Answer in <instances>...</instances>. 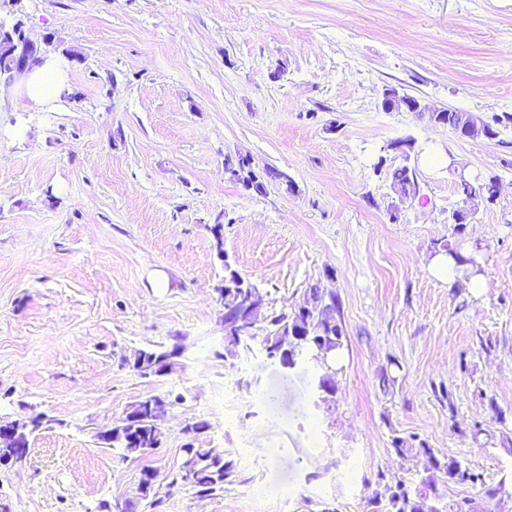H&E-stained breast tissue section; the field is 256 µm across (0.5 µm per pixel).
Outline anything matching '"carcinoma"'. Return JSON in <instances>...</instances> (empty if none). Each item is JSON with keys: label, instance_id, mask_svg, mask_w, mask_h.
<instances>
[{"label": "carcinoma", "instance_id": "cac0c4a2", "mask_svg": "<svg viewBox=\"0 0 512 512\" xmlns=\"http://www.w3.org/2000/svg\"><path fill=\"white\" fill-rule=\"evenodd\" d=\"M225 170L229 178L262 194L264 181L246 169L243 160L227 162ZM393 188L407 191L416 181V169L397 166L390 172ZM496 176L468 187V197L475 205L491 204L496 200L494 181ZM224 323L227 330L235 328V322L243 305V295L253 284L224 262ZM339 303L333 296L327 297L321 289L311 287L305 291L300 311L272 309L267 313L264 343L267 357L281 363L295 359L298 354H308L312 359L330 349H340L346 331L338 317ZM176 349L156 351L138 349L124 359V365L140 375L156 374L155 367L162 358H172ZM152 398L146 397L131 405L127 411L128 426L125 432L112 436V447L122 451V457H141L163 443L165 433L151 413ZM393 450L401 457L412 456L421 460L427 476L417 485L402 478L381 477L379 489L369 498L370 512H478L481 506L472 497H463L443 505L437 493V482L447 480L455 484L482 482L480 474L451 458L438 455L431 448L415 446L412 441L397 437L392 441ZM184 461L169 485H187L201 497H209L224 489V483L234 476V461L214 448H201L188 442L182 447Z\"/></svg>", "mask_w": 512, "mask_h": 512}]
</instances>
